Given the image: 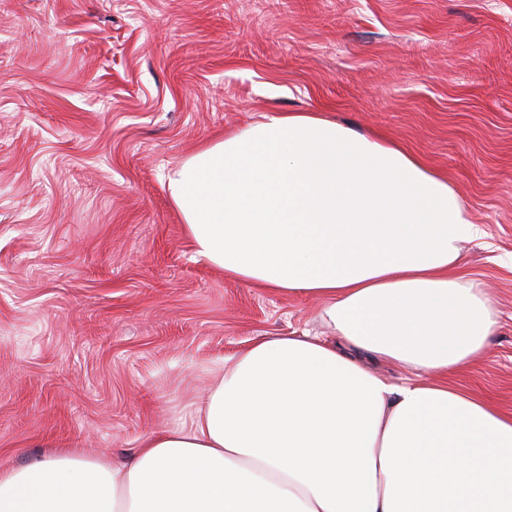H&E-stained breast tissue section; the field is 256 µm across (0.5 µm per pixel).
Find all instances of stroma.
<instances>
[{
	"instance_id": "obj_1",
	"label": "stroma",
	"mask_w": 512,
	"mask_h": 512,
	"mask_svg": "<svg viewBox=\"0 0 512 512\" xmlns=\"http://www.w3.org/2000/svg\"><path fill=\"white\" fill-rule=\"evenodd\" d=\"M273 112L447 174L500 327L452 382L512 414V0H0V467L117 460L191 421L227 355L321 304L195 256L167 177Z\"/></svg>"
}]
</instances>
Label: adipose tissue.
Returning a JSON list of instances; mask_svg holds the SVG:
<instances>
[{
	"mask_svg": "<svg viewBox=\"0 0 512 512\" xmlns=\"http://www.w3.org/2000/svg\"><path fill=\"white\" fill-rule=\"evenodd\" d=\"M168 182L199 256L318 298L331 336L225 357L191 425L126 461L61 451L0 469V512H512V416L448 381L498 330L459 270L482 231L448 178L327 113L277 112Z\"/></svg>",
	"mask_w": 512,
	"mask_h": 512,
	"instance_id": "1",
	"label": "adipose tissue"
}]
</instances>
